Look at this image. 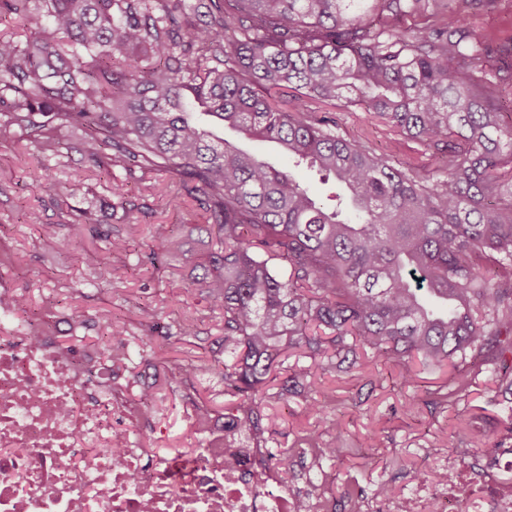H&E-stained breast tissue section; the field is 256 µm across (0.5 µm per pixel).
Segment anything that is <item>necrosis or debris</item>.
Instances as JSON below:
<instances>
[{"label": "necrosis or debris", "mask_w": 512, "mask_h": 512, "mask_svg": "<svg viewBox=\"0 0 512 512\" xmlns=\"http://www.w3.org/2000/svg\"><path fill=\"white\" fill-rule=\"evenodd\" d=\"M13 311L0 306V512H297L263 449L235 446L221 422L183 457L139 447V409L99 399L57 321L21 329ZM444 488L459 512H512V492L486 504L464 470Z\"/></svg>", "instance_id": "4bbe7bcc"}]
</instances>
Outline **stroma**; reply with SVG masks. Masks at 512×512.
<instances>
[{"label": "stroma", "instance_id": "obj_1", "mask_svg": "<svg viewBox=\"0 0 512 512\" xmlns=\"http://www.w3.org/2000/svg\"><path fill=\"white\" fill-rule=\"evenodd\" d=\"M475 35L502 45L512 42V0H498L492 11L474 10L470 16ZM82 131L78 125L56 126L54 135L70 152L56 170L58 187L37 183L30 172L36 153L26 143L9 136L0 139V280L25 293L34 310L52 311L55 318L67 319L69 308L81 305L88 317L79 330L86 341L77 345L75 355L92 352L89 337L99 335L95 320L98 311L112 308L133 310L143 307L155 311V320L134 323L135 335L126 365L113 374L123 393L138 399L144 371L156 379L152 392L159 400L153 419L136 433L137 442L147 448L171 451L193 447L197 435L183 419L188 407L187 394L197 389L213 399L216 412H223L231 399L222 384L210 375L198 376L193 385L174 375L173 359L193 355L210 362L223 358L216 338L222 324L200 293H188L191 264L185 255L171 258L168 268L154 270L144 263L158 235L183 239L186 252L198 244L190 234L192 225L202 218L192 201L175 204L164 174L155 172L141 181H130L124 206L103 210L102 223L130 240L128 251H101L99 265L87 264L81 250L65 248L47 251L39 245L43 225H52L59 238L74 236V209L98 205L107 193V180L83 162L77 147ZM112 272L111 286L98 281L100 269ZM195 322V333L184 336L180 326L184 317ZM471 385L464 399L449 397L445 411L433 414L419 405L405 410L409 395H424L451 379L449 369L421 370L406 377L403 369L361 361L352 374H328L322 380L326 403L342 421L350 455L333 466L312 468L309 461L294 459V472L288 486L294 493H311L320 486L325 498H340L343 493L371 489L385 481L391 487V499L408 497L419 477L436 485L433 461L453 457L468 468L476 481L494 480L499 486H512V465L499 464L495 444L512 448V439L503 438L500 419L502 405L512 406V394L501 392L498 383L484 369H468ZM272 448H290L310 432L324 427L303 412L300 398L275 402L267 411ZM485 434L484 448H449L448 440L458 422ZM377 431L380 445L363 449L367 431Z\"/></svg>", "mask_w": 512, "mask_h": 512}]
</instances>
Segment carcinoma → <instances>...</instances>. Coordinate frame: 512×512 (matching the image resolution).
Returning <instances> with one entry per match:
<instances>
[{"mask_svg":"<svg viewBox=\"0 0 512 512\" xmlns=\"http://www.w3.org/2000/svg\"><path fill=\"white\" fill-rule=\"evenodd\" d=\"M35 2L0 0L1 18L33 28L24 43L0 37V136L39 150L33 176L54 186L52 123L78 124L112 196L163 171L197 202L208 241L187 292L224 322V368L188 360L178 374L224 384V430L266 449L283 478L288 450L267 448L263 403L302 398L330 439L300 443L317 468L336 464L342 423L313 393L321 376L352 372L358 351L405 369L450 364L459 397L468 362L493 375L512 363V46L470 30L479 0H42L41 17ZM408 15L424 24L402 26ZM336 100L422 144L425 161L403 167L366 130L340 134L313 108ZM199 114L333 176L334 206ZM82 224L128 249L86 210ZM176 244L161 238L147 259L159 268ZM97 323L107 361L126 363L127 323L110 310Z\"/></svg>","mask_w":512,"mask_h":512,"instance_id":"1","label":"carcinoma"}]
</instances>
